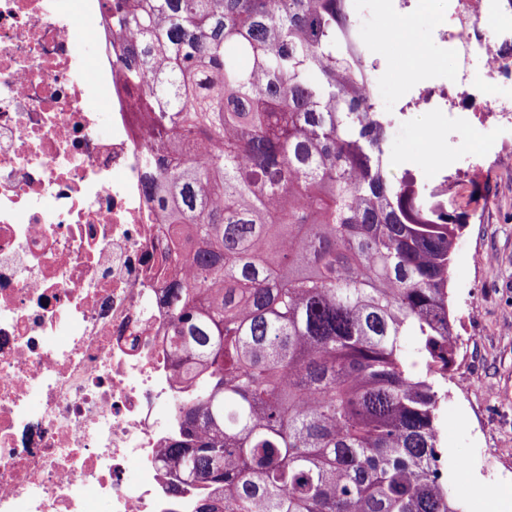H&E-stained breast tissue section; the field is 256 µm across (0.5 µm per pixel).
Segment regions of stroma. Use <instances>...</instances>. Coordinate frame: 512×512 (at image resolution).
Listing matches in <instances>:
<instances>
[{
    "mask_svg": "<svg viewBox=\"0 0 512 512\" xmlns=\"http://www.w3.org/2000/svg\"><path fill=\"white\" fill-rule=\"evenodd\" d=\"M447 9L446 0H427L416 21L379 12L362 29L368 59L388 72L379 90L389 108L398 104L393 73L402 70L410 45H425L439 67L450 68L430 22ZM430 119L412 112L391 128L392 175L401 176L426 146L447 150V140L426 142ZM447 205L449 212H467L469 222L456 240L448 284L458 351L437 420L444 466L466 512H512V155L452 189ZM491 452L498 458L492 472L485 466Z\"/></svg>",
    "mask_w": 512,
    "mask_h": 512,
    "instance_id": "obj_1",
    "label": "stroma"
}]
</instances>
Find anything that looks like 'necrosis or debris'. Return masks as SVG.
<instances>
[{
  "mask_svg": "<svg viewBox=\"0 0 512 512\" xmlns=\"http://www.w3.org/2000/svg\"><path fill=\"white\" fill-rule=\"evenodd\" d=\"M435 38L454 60L406 82L401 112H429L473 149L414 167L419 188L484 167L487 126L512 131V31L494 0H448ZM98 0H0V512H194L161 454L185 390L173 374L155 217L140 192L147 134L122 108ZM97 82L89 84L86 72ZM104 91L112 132L88 107Z\"/></svg>",
  "mask_w": 512,
  "mask_h": 512,
  "instance_id": "4bbe7bcc",
  "label": "necrosis or debris"
}]
</instances>
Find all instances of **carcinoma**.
Instances as JSON below:
<instances>
[{"label": "carcinoma", "instance_id": "carcinoma-1", "mask_svg": "<svg viewBox=\"0 0 512 512\" xmlns=\"http://www.w3.org/2000/svg\"><path fill=\"white\" fill-rule=\"evenodd\" d=\"M102 26L189 268L163 463L206 486L197 512H461L436 420L467 215L389 177L349 0H104Z\"/></svg>", "mask_w": 512, "mask_h": 512}]
</instances>
